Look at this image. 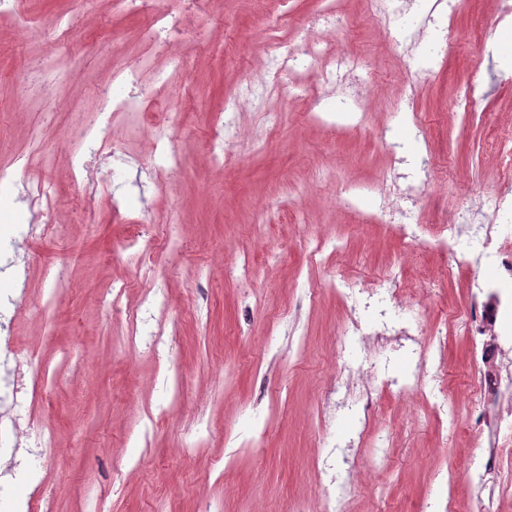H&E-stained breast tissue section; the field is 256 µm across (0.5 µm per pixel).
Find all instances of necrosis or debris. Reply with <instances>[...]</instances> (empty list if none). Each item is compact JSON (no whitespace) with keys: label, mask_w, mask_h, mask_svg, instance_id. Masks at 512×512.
Returning <instances> with one entry per match:
<instances>
[{"label":"necrosis or debris","mask_w":512,"mask_h":512,"mask_svg":"<svg viewBox=\"0 0 512 512\" xmlns=\"http://www.w3.org/2000/svg\"><path fill=\"white\" fill-rule=\"evenodd\" d=\"M210 0H118L123 10L145 16L147 23L142 31L143 51L131 63L116 66L111 81L98 94L95 112L84 121L72 126L69 138L76 148L74 157L109 154L113 162L130 165L133 156L122 145H109V130L115 123H125L139 129L146 113H153L158 134L151 146L150 180L163 184L169 174L182 165V160L171 140L164 133L173 123L174 115L168 104V92L185 75V52L190 46L187 38V14H200L209 7ZM165 53V68L154 66L156 53ZM262 74L251 79L234 99L225 102L227 116H235L243 105L264 98L270 87L287 90L290 81L299 79L309 69L310 62L304 54L294 49L282 48L280 42L264 50ZM67 82L63 57L44 58L38 69L20 83L17 96L22 104L38 101L41 105L56 103ZM423 178L414 172L403 182H391L381 195L380 217L398 213L399 231L407 238L417 239L415 225L409 224L407 210L396 209L398 199L417 200L421 194ZM57 188L49 179L25 185V200L34 216L33 224L20 227L15 232L0 234V252L15 249L19 240L37 239L51 233L46 218L56 198ZM430 235L431 248L442 254L454 253L460 242L472 248L474 266L495 270L496 280L476 282L470 291V307L452 314L456 328L467 336L471 354L484 367L479 382L480 403L477 408L460 413L455 403L441 399L435 406L436 415L449 420H464L466 425L477 428L483 435L478 466L470 473L471 484L485 491L490 512H497L506 498L504 488V463L512 461V445L505 435L512 431V293H503L497 279L512 278V224L475 223L471 211L456 213L452 218H441ZM387 289L366 287L364 281L340 277L336 288L354 304L363 306L370 313L368 321L351 317L342 329L343 335L360 340L362 356L355 365L336 367V407L342 411L358 412L362 400L371 399L373 392H392L406 399L424 395L427 383L423 371H416L406 379L389 376L386 367L377 365L376 348L384 343L415 352L422 324L412 320L398 324L392 320L391 308L398 301L396 289L403 284L402 272L396 271L387 278ZM7 355L16 363V378L0 386V401L9 404L13 412L6 415L5 426L14 437H21L23 430L20 414L32 411L31 401L22 393L26 375L42 381V370H29L27 355L8 350Z\"/></svg>","instance_id":"necrosis-or-debris-1"}]
</instances>
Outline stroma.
I'll use <instances>...</instances> for the list:
<instances>
[{"instance_id":"35a3bbf8","label":"stroma","mask_w":512,"mask_h":512,"mask_svg":"<svg viewBox=\"0 0 512 512\" xmlns=\"http://www.w3.org/2000/svg\"><path fill=\"white\" fill-rule=\"evenodd\" d=\"M333 7L345 24L317 20ZM27 14L48 29L58 13L85 19L82 33L59 53L73 60L60 103L39 114L20 112L15 86L45 47L0 21V230L27 223L21 184L34 175L58 190L53 235L23 243L19 257L0 256V297L23 311L9 334L56 371L53 386H37L16 454L0 437V512H13L45 491L54 512H319L345 471L336 447L359 428L357 417L330 411L334 367L356 362L354 339L338 341L347 307L334 285L340 275L383 287L386 273H406V301L424 315L419 360L392 351L395 375L422 366L434 375L446 361L451 398L477 399L481 365L449 316L468 306L473 268L466 245L453 257L403 239L374 223L377 182L402 167L389 150L430 153L431 172L413 209L431 226L436 209L477 215L498 211L512 193L504 167L512 154V18L500 0H213L196 17L185 80L174 89V145L188 165L163 186L141 174L149 164L151 129L115 125L110 137L134 153L122 183L98 186L92 210L85 188L68 177L71 122L92 112L96 92L114 64L141 52V16L113 0H25ZM313 65L289 94L265 97L238 113L248 139L230 144L224 169L206 159L226 97L259 71L271 34ZM355 60L358 97L335 94L333 82ZM278 115L268 129L264 115ZM39 129L45 155L15 168ZM262 141L263 150L252 147ZM352 192L351 206L336 199ZM143 203L155 244L152 269L124 248V221L112 200ZM177 228H170L169 219ZM453 264L456 274L442 279ZM65 266L69 286L50 324L28 310L50 283L46 266ZM125 283L120 312L103 298ZM168 297L161 312L147 297ZM163 330L153 347L152 333ZM372 442L387 437L389 465L362 458L372 477L351 495L348 512H422L426 500L454 495L457 512H484L466 479L479 434L438 422L423 400L382 393L371 408ZM61 437L62 456L37 458L31 448L47 431ZM452 471L453 486L434 480Z\"/></svg>"}]
</instances>
